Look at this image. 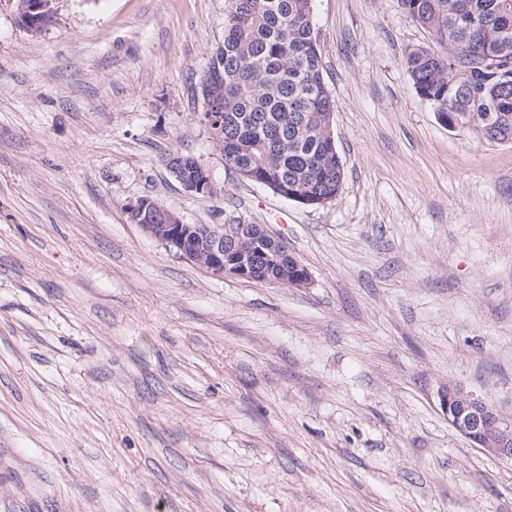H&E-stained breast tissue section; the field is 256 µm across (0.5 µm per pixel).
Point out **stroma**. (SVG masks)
<instances>
[{"mask_svg": "<svg viewBox=\"0 0 512 512\" xmlns=\"http://www.w3.org/2000/svg\"><path fill=\"white\" fill-rule=\"evenodd\" d=\"M228 0H0V512H512V463L443 415H512V143L415 92L400 0H313L336 200L224 160L193 90ZM209 166L187 192L172 153ZM261 224L290 288L219 278L130 221ZM15 11L20 23L31 33L40 34L56 19V0H15ZM165 161L169 172L187 191L197 194L217 193L218 187L204 161L195 159V165L191 167L180 154L168 156ZM448 423L471 443L501 460L512 462V418L492 405L448 383L439 394Z\"/></svg>", "mask_w": 512, "mask_h": 512, "instance_id": "obj_1", "label": "stroma"}]
</instances>
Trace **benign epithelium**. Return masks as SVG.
I'll return each mask as SVG.
<instances>
[{
    "label": "benign epithelium",
    "mask_w": 512,
    "mask_h": 512,
    "mask_svg": "<svg viewBox=\"0 0 512 512\" xmlns=\"http://www.w3.org/2000/svg\"><path fill=\"white\" fill-rule=\"evenodd\" d=\"M20 23L31 33L39 34L56 19V0H15ZM166 166L174 178L189 192L215 194L218 187L205 162L187 165L180 155H171ZM130 220L140 225L151 237L175 250L189 262L217 277H235L266 282L258 267L254 246L246 242L248 231L270 245L272 254L263 260L282 265L288 262L285 274L271 279L288 287H304L310 282L308 269L288 251L278 238L271 236L262 224H185L179 215L144 197L128 207ZM440 406L448 423L471 443L501 460L512 462V418L502 415L492 405L467 393L455 383H448L439 394Z\"/></svg>",
    "instance_id": "obj_1"
}]
</instances>
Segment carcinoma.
Here are the masks:
<instances>
[{"label":"carcinoma","instance_id":"cac0c4a2","mask_svg":"<svg viewBox=\"0 0 512 512\" xmlns=\"http://www.w3.org/2000/svg\"><path fill=\"white\" fill-rule=\"evenodd\" d=\"M313 0H231L224 40L211 53L212 84L222 89L210 128L226 162L274 193L318 206L334 200L344 176L323 133L336 103L323 78L311 24ZM427 30L429 53L415 49L407 70L421 99L448 120L488 129L486 141L512 139V0H401ZM448 47V54L439 48Z\"/></svg>","mask_w":512,"mask_h":512}]
</instances>
